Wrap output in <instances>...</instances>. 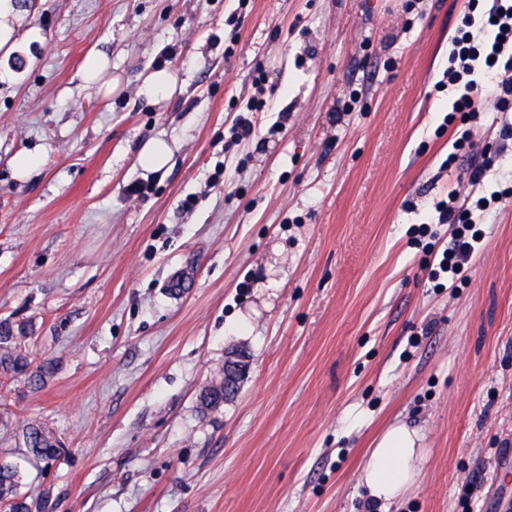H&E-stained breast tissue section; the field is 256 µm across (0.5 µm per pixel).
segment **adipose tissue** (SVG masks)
<instances>
[{
  "label": "adipose tissue",
  "mask_w": 512,
  "mask_h": 512,
  "mask_svg": "<svg viewBox=\"0 0 512 512\" xmlns=\"http://www.w3.org/2000/svg\"><path fill=\"white\" fill-rule=\"evenodd\" d=\"M418 436L406 425L390 427L372 448L361 479L373 501L389 504L416 482L422 458Z\"/></svg>",
  "instance_id": "obj_1"
}]
</instances>
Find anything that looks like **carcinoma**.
I'll return each instance as SVG.
<instances>
[{
    "mask_svg": "<svg viewBox=\"0 0 512 512\" xmlns=\"http://www.w3.org/2000/svg\"><path fill=\"white\" fill-rule=\"evenodd\" d=\"M28 325L24 322L0 319V376L23 377L35 389L44 385L45 378L54 373L53 361L45 360L37 366L21 348L27 338ZM202 403L217 407L224 403V381L206 388L201 395ZM25 448L32 457L50 465L61 456V444L53 432L37 423H28L22 429ZM21 475L17 467L0 460V512H32V508L44 509L47 503L34 505L20 492Z\"/></svg>",
    "mask_w": 512,
    "mask_h": 512,
    "instance_id": "1",
    "label": "carcinoma"
}]
</instances>
